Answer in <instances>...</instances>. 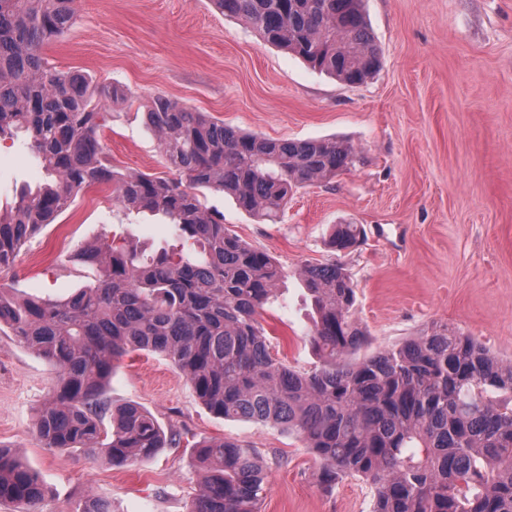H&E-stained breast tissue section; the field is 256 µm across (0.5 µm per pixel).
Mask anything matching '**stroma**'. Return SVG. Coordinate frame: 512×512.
<instances>
[{
  "mask_svg": "<svg viewBox=\"0 0 512 512\" xmlns=\"http://www.w3.org/2000/svg\"><path fill=\"white\" fill-rule=\"evenodd\" d=\"M382 66L347 85L312 71L263 41L213 0H76L68 36L47 58L56 70L132 92L106 102L101 139L125 173L167 175L144 122L155 95L241 131L272 140L336 137L360 160L335 179L299 189L282 219L263 224L229 195L206 207L285 271L262 324L271 351L308 369L314 311L299 273L336 262L356 285L355 317L371 350L398 344L442 322L512 359V0H365ZM0 210L45 179L23 138L0 142ZM359 224L358 247L328 245L332 225ZM150 257L168 247L161 217L123 211L110 193H87L22 248L12 281L19 297L62 300L95 282L76 253L100 236ZM55 372L0 333V446L36 471L47 488L40 512H74L94 494L112 512H189L205 487L195 443H246L267 462L262 512H372L374 491L359 477L333 488L319 463L281 427L227 421L206 409L166 358L121 359L104 397L146 407L176 442L132 467L44 449L33 433Z\"/></svg>",
  "mask_w": 512,
  "mask_h": 512,
  "instance_id": "stroma-1",
  "label": "stroma"
}]
</instances>
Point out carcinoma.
<instances>
[{"label": "carcinoma", "instance_id": "obj_1", "mask_svg": "<svg viewBox=\"0 0 512 512\" xmlns=\"http://www.w3.org/2000/svg\"><path fill=\"white\" fill-rule=\"evenodd\" d=\"M74 2L0 0V141L24 133L53 177L0 215V332L55 371L33 424L43 447L114 467L168 447L150 411L103 398L116 363L148 351L166 357L212 413L296 434L320 460L325 487L362 478L374 489L373 512H512V360L446 323L357 356L368 333L354 316L351 276L332 263L301 272L317 315L310 343L318 364L295 369L271 354L260 322L282 267L227 232L224 217L202 201L206 190L227 193L240 210L274 223L294 192L353 167L354 147L240 133L156 95L146 122L182 178L115 170L100 139L98 102L126 92L59 72L45 57L70 31ZM214 3L345 84L380 67L363 0ZM104 184L123 210L164 217L173 244L145 259L104 238L78 253L97 269L95 283L63 301L15 296L10 280L25 243ZM361 237L360 225L337 224L329 244L346 251ZM196 448L209 478L189 512H261L267 466L255 449L224 439ZM45 495L40 476L0 448V502L38 512Z\"/></svg>", "mask_w": 512, "mask_h": 512}]
</instances>
